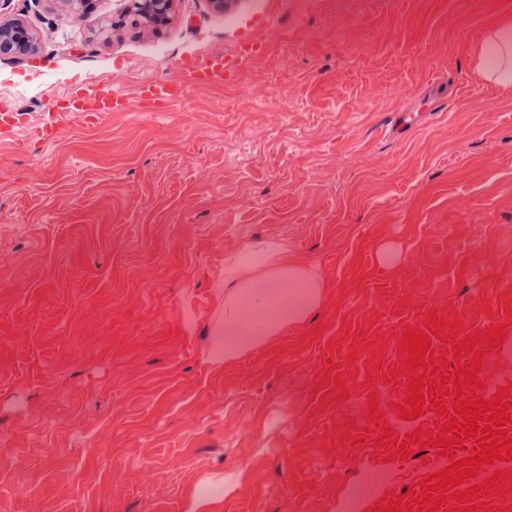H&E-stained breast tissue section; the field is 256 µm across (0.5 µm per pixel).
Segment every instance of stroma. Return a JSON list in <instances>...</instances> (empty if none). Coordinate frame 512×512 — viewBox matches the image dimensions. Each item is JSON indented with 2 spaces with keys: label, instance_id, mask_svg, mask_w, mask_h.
<instances>
[{
  "label": "stroma",
  "instance_id": "obj_1",
  "mask_svg": "<svg viewBox=\"0 0 512 512\" xmlns=\"http://www.w3.org/2000/svg\"><path fill=\"white\" fill-rule=\"evenodd\" d=\"M127 5L0 0L39 45L0 57V512H343L363 473L404 467L418 477L388 499L419 489L440 449L412 437L439 414L401 419L397 338L457 315L432 348L463 366L457 342L512 296V93L473 72L512 0H177L157 32L122 24ZM248 35L265 52L237 57L234 83L33 136L71 90L132 97ZM265 240L318 268L324 300L213 369L224 259ZM483 357L512 403V333ZM374 391L395 427L380 449ZM349 418L363 446L337 442Z\"/></svg>",
  "mask_w": 512,
  "mask_h": 512
}]
</instances>
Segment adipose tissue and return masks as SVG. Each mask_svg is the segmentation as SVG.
Returning a JSON list of instances; mask_svg holds the SVG:
<instances>
[{
	"label": "adipose tissue",
	"instance_id": "1",
	"mask_svg": "<svg viewBox=\"0 0 512 512\" xmlns=\"http://www.w3.org/2000/svg\"><path fill=\"white\" fill-rule=\"evenodd\" d=\"M474 71L485 83L512 91V23L489 28ZM323 301L319 270L291 256L284 243L241 249L224 264V307L214 323L206 361L215 368L305 322Z\"/></svg>",
	"mask_w": 512,
	"mask_h": 512
}]
</instances>
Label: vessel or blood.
<instances>
[{
    "label": "vessel or blood",
    "mask_w": 512,
    "mask_h": 512,
    "mask_svg": "<svg viewBox=\"0 0 512 512\" xmlns=\"http://www.w3.org/2000/svg\"><path fill=\"white\" fill-rule=\"evenodd\" d=\"M236 76V70L225 67L223 57L219 56L205 64L188 68L186 83L208 86L223 80H234ZM186 83L146 80L140 84L137 97L133 100L117 92L90 87L71 94L64 109L86 119L109 112H164L183 98Z\"/></svg>",
    "instance_id": "obj_1"
}]
</instances>
